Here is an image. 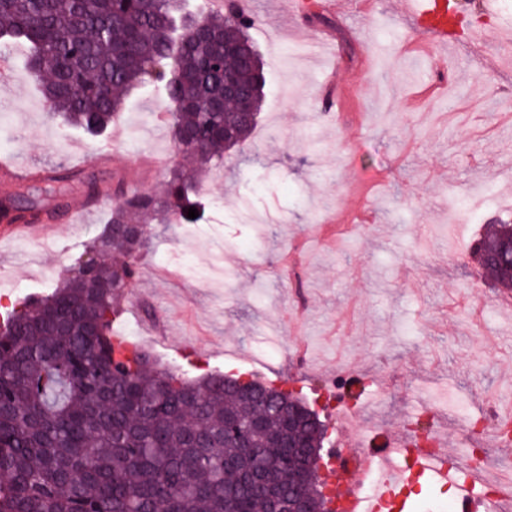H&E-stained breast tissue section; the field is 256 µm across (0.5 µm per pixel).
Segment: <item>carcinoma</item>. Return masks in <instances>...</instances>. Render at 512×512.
Instances as JSON below:
<instances>
[{"mask_svg": "<svg viewBox=\"0 0 512 512\" xmlns=\"http://www.w3.org/2000/svg\"><path fill=\"white\" fill-rule=\"evenodd\" d=\"M182 0H0V44H23L40 79L42 54L56 66L44 96L71 126L103 132L150 71L176 60L182 77L163 92L182 162L161 193L120 182V202L79 264L51 292L0 315V512H269L302 476L320 512L314 427L290 430L280 409L220 374L192 379L152 365L125 339L116 357L112 321L139 276L151 224H195L203 214L200 176L257 125L265 76L252 62V17L233 8L180 15ZM224 75L210 59L224 45ZM243 93L222 112L201 99L224 78ZM497 284L512 288V224H494L472 248Z\"/></svg>", "mask_w": 512, "mask_h": 512, "instance_id": "carcinoma-1", "label": "carcinoma"}]
</instances>
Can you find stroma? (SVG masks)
<instances>
[{
	"label": "stroma",
	"instance_id": "obj_1",
	"mask_svg": "<svg viewBox=\"0 0 512 512\" xmlns=\"http://www.w3.org/2000/svg\"><path fill=\"white\" fill-rule=\"evenodd\" d=\"M248 34L266 87L250 138L203 177L202 219L158 224L116 330L162 366L190 377L221 372L323 399L338 366L339 394L356 400L373 449L420 426L469 459L457 415L483 414L512 396V310L470 251L487 225L512 223V68L497 38L440 46L414 27L405 0H347L326 21L289 14L287 0H251ZM345 41L332 68L352 92L327 110V62L310 56L318 29ZM10 49L0 81V153L46 169L66 166L115 186L142 153L158 170L141 189L158 193L179 154L159 85L132 92L122 142L54 115ZM111 146L109 164L96 150ZM468 210L449 221L458 200ZM81 181L45 197L48 235L0 248V305L47 292L88 254L116 198L87 218ZM193 274L169 278L166 257ZM222 259L224 281L204 272ZM160 320L195 347L146 335Z\"/></svg>",
	"mask_w": 512,
	"mask_h": 512
}]
</instances>
